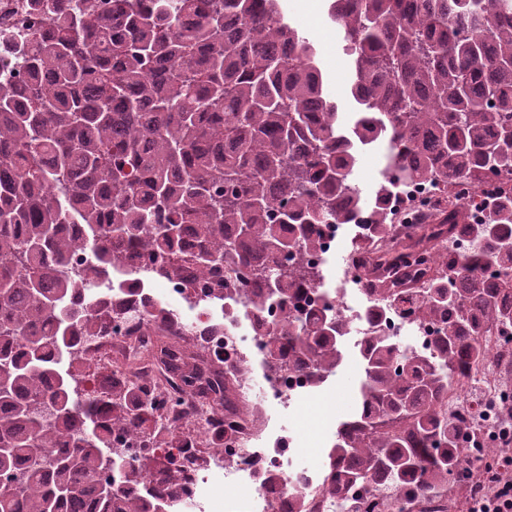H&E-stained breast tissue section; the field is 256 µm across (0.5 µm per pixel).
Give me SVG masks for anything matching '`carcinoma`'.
<instances>
[{
    "label": "carcinoma",
    "mask_w": 512,
    "mask_h": 512,
    "mask_svg": "<svg viewBox=\"0 0 512 512\" xmlns=\"http://www.w3.org/2000/svg\"><path fill=\"white\" fill-rule=\"evenodd\" d=\"M29 7L46 22L25 77L0 81V512H171L181 499V460L166 454L146 477L153 458L132 453L183 447L151 388L106 373L90 389L64 368L114 315L147 329L167 320L156 300L116 293L128 244L152 276L188 266L207 287L221 267L247 270L244 313L284 310L269 324L266 365L315 385L332 373L345 323L325 307L295 313L303 286L322 280L303 253L317 250L319 225L365 209L357 148L378 141L365 292L393 301L420 284L413 314L439 335L431 355L392 336L360 349L358 409L336 432L325 491L355 501L382 480L397 495L410 476L433 497L466 478L458 439L469 425L450 424L442 401L458 368L485 361L487 327L512 326V189L479 222L466 201L391 249L386 201L411 183H512V0H329L355 68L350 127L282 0ZM458 230L468 253L450 274L444 247ZM385 268L403 276H376ZM168 357L186 383L201 380L193 355ZM208 386L224 412V382Z\"/></svg>",
    "instance_id": "1"
}]
</instances>
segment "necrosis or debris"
<instances>
[{"label":"necrosis or debris","instance_id":"obj_1","mask_svg":"<svg viewBox=\"0 0 512 512\" xmlns=\"http://www.w3.org/2000/svg\"><path fill=\"white\" fill-rule=\"evenodd\" d=\"M25 3L26 0H0V31L7 33L16 53L13 67L0 70V79L16 80L22 76L25 71L22 54L31 34L41 27L40 18L26 11ZM506 188L505 180L497 176L488 178L476 189L454 182L444 194L421 185H407L390 202L395 209L392 236L400 239L412 235L418 225L428 222L443 206L445 196L464 195L488 204ZM153 283L162 288L169 308L164 335L190 343L202 342L207 365L224 366L233 371L239 396H247L251 390V363L263 354L266 342L254 319L242 317L240 307L228 300L224 303L223 326L204 325L200 318L184 312L185 304L202 301V289L183 276H159ZM413 299V294L404 295L386 317L374 319L368 310L356 311L341 304L335 291L312 284L306 287L301 304L305 307L330 306L332 314L355 323L358 343L386 334L398 339L408 338L415 351L429 354L433 351L434 326L412 322L402 314ZM154 342V337L145 335L143 326L120 319L113 332L95 345L94 356L101 365L123 372L128 363L138 360L144 345ZM482 343L489 354L485 366L476 373L462 370L444 404L449 419L463 418L472 424L487 422L491 428L490 436L497 443L505 436H512V327L491 328ZM263 385L267 402L287 406L312 391L305 377L288 371L264 373ZM165 387L171 398L161 413L165 427L179 430L189 421L201 429L208 427L213 415L206 404H196L192 412H185L178 402L180 393L176 384L169 381ZM220 419L224 423V446L201 463V470H218L226 466L250 476L261 470H277L283 477L282 486L251 487L244 494L228 499L229 512H288V493L294 489L305 493L307 512H345V504L325 492L320 470L285 469L279 451L253 447L258 421L252 409L229 407ZM481 495V488L475 484L467 486L463 496L449 500L422 498L410 486L404 487L400 498L395 499L380 488L369 508L371 512H398L402 507L408 512H467L470 502Z\"/></svg>","mask_w":512,"mask_h":512}]
</instances>
